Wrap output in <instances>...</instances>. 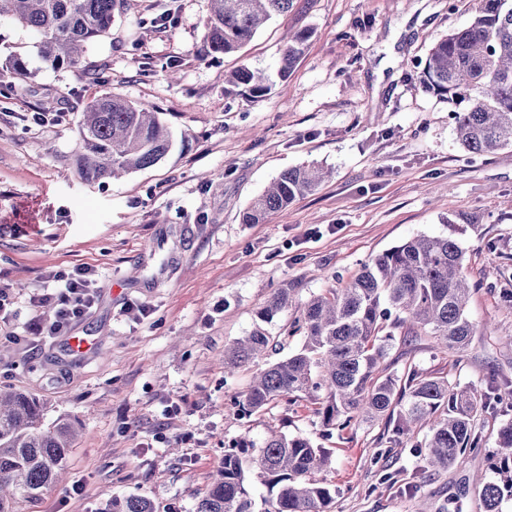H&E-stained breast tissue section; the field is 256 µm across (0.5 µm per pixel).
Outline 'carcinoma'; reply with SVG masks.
Returning a JSON list of instances; mask_svg holds the SVG:
<instances>
[{
	"mask_svg": "<svg viewBox=\"0 0 512 512\" xmlns=\"http://www.w3.org/2000/svg\"><path fill=\"white\" fill-rule=\"evenodd\" d=\"M201 54L225 55L252 40L259 27L288 11L292 0H209ZM121 0H0L9 16L39 36L38 54L52 68L79 67L87 45L112 27ZM310 32L288 40L279 73L286 75L302 54ZM25 62L0 66V83L13 87L26 78ZM421 83L448 102L459 144L468 152L492 155L512 146V0H480L465 27L438 41L429 52ZM225 92L257 99L270 90L268 76L242 67L225 79ZM172 147L157 110L111 93L93 99L78 126L77 172L101 183L164 159ZM322 182L316 167L298 166L279 174L243 215L258 224ZM464 253L450 237L419 236L364 264L345 287L311 296L302 312L301 347L257 373L242 401L251 415L280 399L307 395L325 435L360 423L386 419L399 438L427 429L415 452L434 471L459 456L481 450L477 417L490 407L471 390L448 380L414 373L404 379L380 370L394 331L421 334L436 345L465 352L477 329L465 310L470 297ZM292 289L280 288L258 312L260 324L224 350V368L245 366L283 342L264 325L288 308ZM66 419L44 423L41 402L24 392H0V512H29L44 492L63 480L75 441ZM490 456L492 476L480 480L484 512H502L512 499V422L498 431ZM330 464V452L304 435L271 430L261 441L248 436L224 449V464L211 477L195 512H255L249 475L266 486L264 512H329L334 497L315 474ZM105 512H156L141 496L112 497Z\"/></svg>",
	"mask_w": 512,
	"mask_h": 512,
	"instance_id": "1",
	"label": "carcinoma"
}]
</instances>
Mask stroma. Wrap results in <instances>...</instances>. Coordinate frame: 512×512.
<instances>
[{
  "label": "stroma",
  "instance_id": "stroma-1",
  "mask_svg": "<svg viewBox=\"0 0 512 512\" xmlns=\"http://www.w3.org/2000/svg\"><path fill=\"white\" fill-rule=\"evenodd\" d=\"M209 7L123 0L77 70L43 63L36 35L0 18V63L17 55L29 71L0 94V285L13 300L0 330L39 315L29 298L49 275L87 266L99 287L72 329L93 339L89 353L0 339V392L35 395L48 419H70L78 433L67 483L36 512H98L111 495L194 512L225 443L262 440L273 426L331 450V512H417L424 501L431 512H483L474 478L512 422V399L479 417L482 452L434 472L414 451L424 432L392 447L381 419L327 438L306 396L241 415L235 401L266 361L230 375L222 364L276 289L294 296L267 330L292 351L301 339L288 330L311 295L343 287L411 237L448 235L478 285L467 316L491 334L462 355L399 335L381 367L483 395L512 389V147L467 152L447 103L420 82L430 48L468 24L479 0H293L239 52L204 59ZM304 30L303 54L277 76L281 49ZM242 66L270 74L267 95L225 93ZM109 92L157 109L174 146L151 168L90 185L77 174V128L87 103ZM54 112L61 122L35 119ZM312 164L330 178L243 223L282 171ZM387 447L390 457L374 460Z\"/></svg>",
  "mask_w": 512,
  "mask_h": 512
}]
</instances>
